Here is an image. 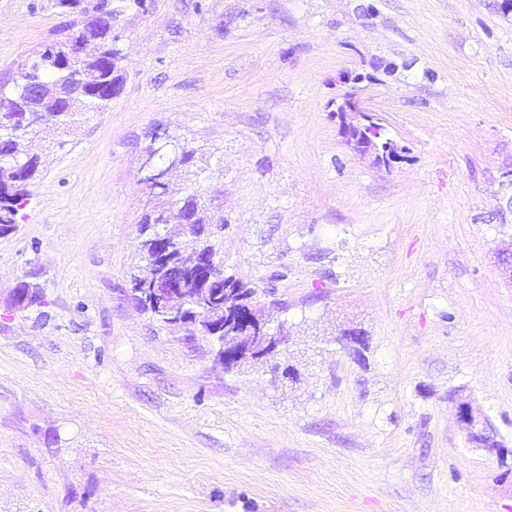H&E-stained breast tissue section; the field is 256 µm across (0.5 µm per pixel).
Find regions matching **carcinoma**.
Wrapping results in <instances>:
<instances>
[{"label":"carcinoma","mask_w":512,"mask_h":512,"mask_svg":"<svg viewBox=\"0 0 512 512\" xmlns=\"http://www.w3.org/2000/svg\"><path fill=\"white\" fill-rule=\"evenodd\" d=\"M114 18L110 0H97L92 14L87 16L82 28L77 31L83 43L82 53L70 52L68 38L44 44L26 58L15 85L9 90L0 88V235L17 228L19 211L26 203V186L41 166L40 156L23 151L24 138L32 134L35 127L48 122L66 133L70 132L77 123V116L107 110L116 88L121 86L119 49L115 45L116 37L112 35ZM74 74L80 75L89 87L90 92L86 96L67 102H58L50 97L39 108H33L26 80L37 81L48 89L68 81ZM175 149L177 145L165 141L149 148L148 155L158 167L170 160ZM204 207V197L192 190L173 202L159 204L143 216L144 239L140 248L145 266L132 274L131 291L168 275L178 277L185 287L192 289L185 295L186 314L198 316L202 323L199 331L216 337L218 343L222 344L225 337L237 332L236 326L231 323L223 331L211 328L214 323L224 322V303L228 300L225 290H238L247 297L255 296V291L235 276L224 275L215 263L209 270L210 295L201 300L193 292V289L200 287L197 254L215 253L208 237L199 236L192 228V225L202 223L200 213ZM186 216L191 218L188 223L183 222ZM167 224L181 225L198 238V247L187 251L176 235L156 230V227ZM18 291L24 297L22 306L40 302L39 283L25 281Z\"/></svg>","instance_id":"carcinoma-1"}]
</instances>
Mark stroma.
I'll list each match as a JSON object with an SVG mask.
<instances>
[{"instance_id": "35a3bbf8", "label": "stroma", "mask_w": 512, "mask_h": 512, "mask_svg": "<svg viewBox=\"0 0 512 512\" xmlns=\"http://www.w3.org/2000/svg\"><path fill=\"white\" fill-rule=\"evenodd\" d=\"M81 2L0 0V83ZM114 32L120 93L27 141L0 236V512H512V0H151ZM353 86L393 168L337 133ZM159 131L270 357L224 367L128 294ZM457 418L461 430L466 434L468 440L480 442L487 437L486 426L468 408L466 403H456Z\"/></svg>"}]
</instances>
